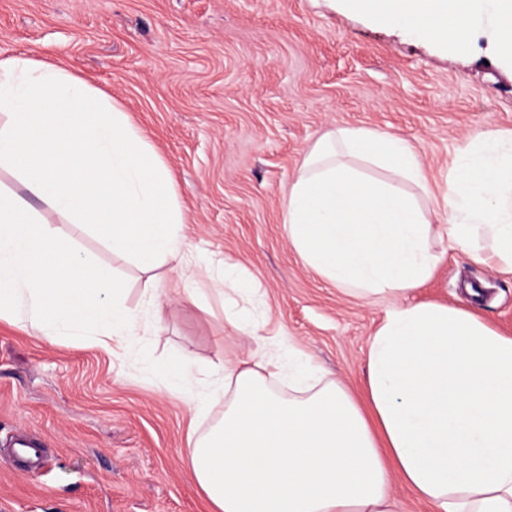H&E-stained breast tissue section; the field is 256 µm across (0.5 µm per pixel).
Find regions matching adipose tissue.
<instances>
[{
    "label": "adipose tissue",
    "instance_id": "1",
    "mask_svg": "<svg viewBox=\"0 0 512 512\" xmlns=\"http://www.w3.org/2000/svg\"><path fill=\"white\" fill-rule=\"evenodd\" d=\"M348 10L464 48L485 39L512 59V0H345ZM427 178L405 139L339 128L305 155L288 191V237L348 294L391 304L371 336L363 401L323 380L303 352L260 346L219 357L224 414L190 437L187 472L211 512H398V475L434 512H512V337L468 309L407 303L432 276ZM443 206L449 240L512 272V134L460 150Z\"/></svg>",
    "mask_w": 512,
    "mask_h": 512
}]
</instances>
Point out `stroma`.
Masks as SVG:
<instances>
[{
    "instance_id": "1",
    "label": "stroma",
    "mask_w": 512,
    "mask_h": 512,
    "mask_svg": "<svg viewBox=\"0 0 512 512\" xmlns=\"http://www.w3.org/2000/svg\"><path fill=\"white\" fill-rule=\"evenodd\" d=\"M16 56L62 68L128 113L175 176L205 297L193 304L169 265L145 273L35 202L82 254L125 280L124 306L157 330L109 352L0 320V512H208L185 468L188 434L220 418L224 401L204 393L194 408L171 387L166 370L185 356L205 380L217 352L292 345L361 395L387 303L317 275L284 224L303 156L329 130L370 128L416 147L428 178L419 201L443 259L415 301L468 308L512 336V273L452 245L438 206L466 140L512 132V67L486 44L443 49L341 0H0V60ZM221 261L259 293L253 335L224 316L209 278ZM150 275L171 295L148 309ZM471 283L481 295L469 294ZM17 433L47 448L41 469L9 468L3 441Z\"/></svg>"
}]
</instances>
